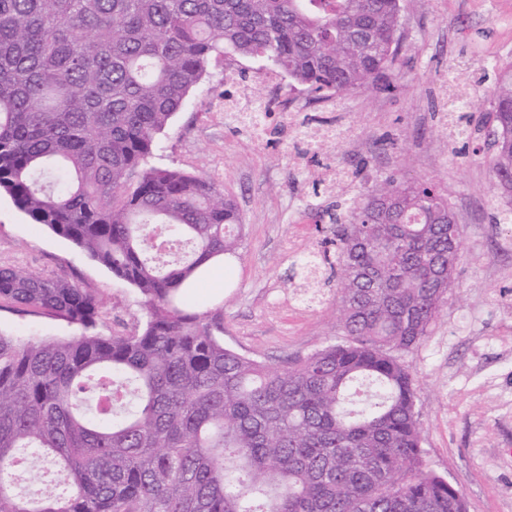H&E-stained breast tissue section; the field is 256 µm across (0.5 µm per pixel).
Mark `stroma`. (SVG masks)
I'll return each instance as SVG.
<instances>
[{
    "label": "stroma",
    "instance_id": "obj_1",
    "mask_svg": "<svg viewBox=\"0 0 512 512\" xmlns=\"http://www.w3.org/2000/svg\"><path fill=\"white\" fill-rule=\"evenodd\" d=\"M391 90L315 99L305 86L280 91L266 136L224 110V72L266 95V60L211 63L158 136L152 165L213 179L242 217V244L221 280L197 301L224 306V345L282 366L343 338L336 278L323 268L306 286L298 264L318 251L337 199L348 201L390 176L427 180L447 195L462 228L458 288L424 340L404 355L417 389L427 470L461 493L466 512H512V224L495 216L506 200L490 168L486 131L451 135V89L469 93L466 113L487 111L492 63L512 50V0H403ZM336 127L315 150L295 123ZM0 266L28 269L93 291L109 313L107 332L144 317L126 282L49 228L30 223L0 195ZM0 332L43 339L79 335L66 321L0 309Z\"/></svg>",
    "mask_w": 512,
    "mask_h": 512
}]
</instances>
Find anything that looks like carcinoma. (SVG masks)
I'll list each match as a JSON object with an SVG mask.
<instances>
[{
  "mask_svg": "<svg viewBox=\"0 0 512 512\" xmlns=\"http://www.w3.org/2000/svg\"><path fill=\"white\" fill-rule=\"evenodd\" d=\"M400 0H0V193L135 288L122 333L76 282L0 267V303L76 324L0 333V512H458L424 468L403 355L458 287L461 231L428 181L330 214L343 340L283 367L224 347L191 303L242 219L204 175L149 165L214 60H272L317 99L390 86ZM482 125L512 200V65ZM55 490L21 495L24 472Z\"/></svg>",
  "mask_w": 512,
  "mask_h": 512,
  "instance_id": "1",
  "label": "carcinoma"
}]
</instances>
